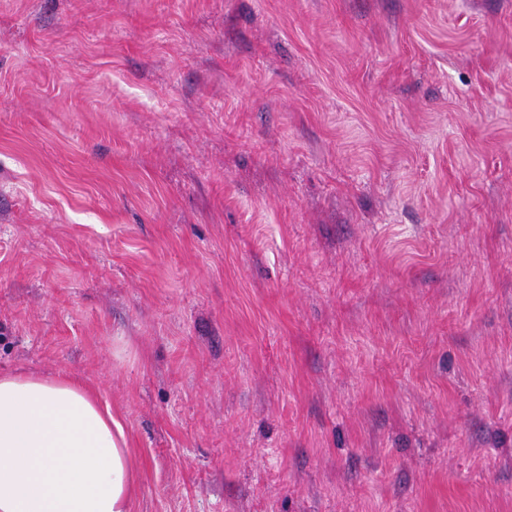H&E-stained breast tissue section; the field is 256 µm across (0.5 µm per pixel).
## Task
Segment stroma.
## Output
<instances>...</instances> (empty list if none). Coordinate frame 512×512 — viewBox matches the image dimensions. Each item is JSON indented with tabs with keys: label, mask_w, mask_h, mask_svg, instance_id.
<instances>
[{
	"label": "stroma",
	"mask_w": 512,
	"mask_h": 512,
	"mask_svg": "<svg viewBox=\"0 0 512 512\" xmlns=\"http://www.w3.org/2000/svg\"><path fill=\"white\" fill-rule=\"evenodd\" d=\"M18 368L137 512H512V0H0Z\"/></svg>",
	"instance_id": "obj_1"
}]
</instances>
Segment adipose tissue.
Here are the masks:
<instances>
[{
  "label": "adipose tissue",
  "mask_w": 512,
  "mask_h": 512,
  "mask_svg": "<svg viewBox=\"0 0 512 512\" xmlns=\"http://www.w3.org/2000/svg\"><path fill=\"white\" fill-rule=\"evenodd\" d=\"M124 427L77 378L0 373V512H133Z\"/></svg>",
  "instance_id": "obj_1"
}]
</instances>
